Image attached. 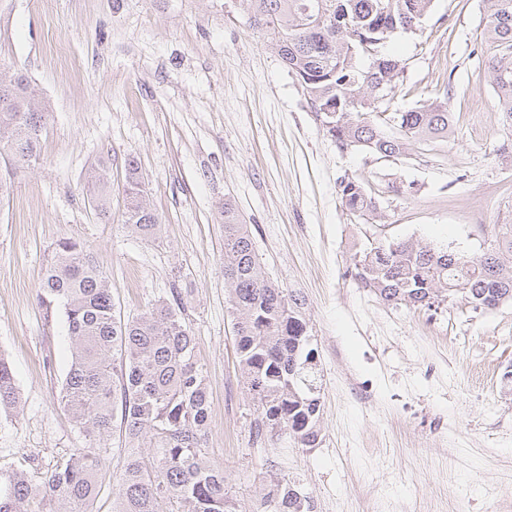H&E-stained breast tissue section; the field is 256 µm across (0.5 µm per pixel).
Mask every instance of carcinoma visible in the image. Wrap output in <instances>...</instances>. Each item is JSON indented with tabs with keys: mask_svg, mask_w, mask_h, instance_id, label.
<instances>
[{
	"mask_svg": "<svg viewBox=\"0 0 512 512\" xmlns=\"http://www.w3.org/2000/svg\"><path fill=\"white\" fill-rule=\"evenodd\" d=\"M250 23L277 36L283 65L306 90L322 129L339 151L365 150L394 159L407 143L448 137L452 113L445 103L380 115L361 111L353 93L387 96L404 70L385 43L430 13L433 0H248ZM483 35L492 49L488 69L497 105L512 126V0H484ZM370 60L368 66L359 58ZM40 91L22 74L0 77V151L28 165L40 156V135L52 118ZM397 130L386 135L382 127ZM97 189L99 218L112 217L110 181L103 165L88 173ZM349 215L377 210L375 196L349 176L338 184ZM124 223L155 240L161 221L152 212L142 174L127 161ZM496 246L470 258L446 247L381 235L355 253L354 279L387 303L432 308L439 295L463 288L485 306L512 293V224L495 227ZM224 283L239 363L256 406L251 433L284 434L299 448L318 445L320 375L309 364L305 299L267 276L247 225L224 205ZM41 303L63 308L72 361L61 401L91 440L119 427L125 459L112 512H242L226 483L224 466L208 453L209 392L195 360L196 337L181 317L182 299H159L137 317L116 314L108 277L78 243L56 245L40 285ZM19 393L9 362L0 355V412L16 411ZM108 449L75 448L39 481L27 472H0V512H93ZM288 480L264 488L251 512H295Z\"/></svg>",
	"mask_w": 512,
	"mask_h": 512,
	"instance_id": "1",
	"label": "carcinoma"
}]
</instances>
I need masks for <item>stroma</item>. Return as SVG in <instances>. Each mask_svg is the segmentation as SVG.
Wrapping results in <instances>:
<instances>
[{
    "label": "stroma",
    "mask_w": 512,
    "mask_h": 512,
    "mask_svg": "<svg viewBox=\"0 0 512 512\" xmlns=\"http://www.w3.org/2000/svg\"><path fill=\"white\" fill-rule=\"evenodd\" d=\"M246 0H0V70L24 72L53 118L36 162L0 155V352L19 415L0 416V470L46 472L86 440L61 403L71 352L63 317L38 300L58 243L84 245L124 316L180 293L207 377L208 451L242 512L270 478L313 512H512V302L389 305L352 277L375 233L470 257L512 224V127L487 70L483 0H433L387 52L406 62L391 106L444 102L454 132L387 160L339 152L272 32ZM163 228L123 222L127 160ZM106 162L112 218L86 173ZM357 178L379 209L351 220ZM247 225L266 274L300 293L318 347L321 438L253 439L257 418L235 354L224 284V204Z\"/></svg>",
    "instance_id": "obj_1"
}]
</instances>
